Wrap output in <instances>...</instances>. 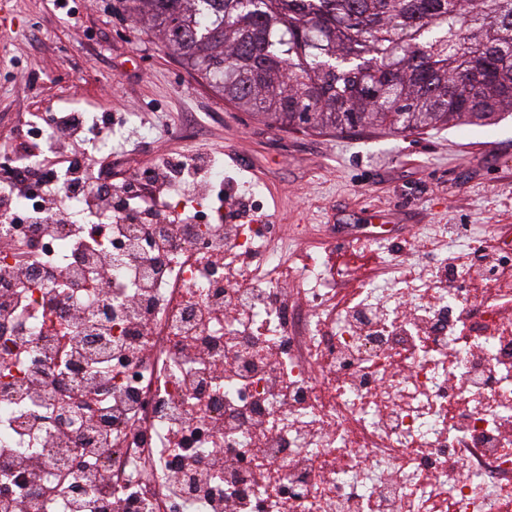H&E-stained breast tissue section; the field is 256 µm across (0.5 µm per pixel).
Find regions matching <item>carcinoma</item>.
<instances>
[{
	"instance_id": "cac0c4a2",
	"label": "carcinoma",
	"mask_w": 512,
	"mask_h": 512,
	"mask_svg": "<svg viewBox=\"0 0 512 512\" xmlns=\"http://www.w3.org/2000/svg\"><path fill=\"white\" fill-rule=\"evenodd\" d=\"M270 125L403 133L512 112V0H125Z\"/></svg>"
}]
</instances>
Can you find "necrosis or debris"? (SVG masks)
<instances>
[{"mask_svg": "<svg viewBox=\"0 0 512 512\" xmlns=\"http://www.w3.org/2000/svg\"><path fill=\"white\" fill-rule=\"evenodd\" d=\"M43 197L0 217V305L28 243L54 274L23 279V299L80 349L57 370L47 326L0 309V512H512V315L494 277L469 287L442 259L340 307L329 259L288 272V236L220 210L177 224V192L151 224L104 211L111 284L61 297L55 274L90 260L67 225L32 224ZM476 310L482 328L462 331ZM90 389L111 410L88 416ZM63 474L67 494H49Z\"/></svg>", "mask_w": 512, "mask_h": 512, "instance_id": "obj_1", "label": "necrosis or debris"}]
</instances>
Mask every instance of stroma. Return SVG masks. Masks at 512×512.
<instances>
[{"mask_svg":"<svg viewBox=\"0 0 512 512\" xmlns=\"http://www.w3.org/2000/svg\"><path fill=\"white\" fill-rule=\"evenodd\" d=\"M80 23L52 0H8L0 25V154L34 146L33 115L122 113L96 144V163L122 183L164 156L208 154L224 182L258 198L255 210L284 224L291 267L307 256L365 246L423 269L440 259L432 241L467 230L502 243L512 225V114L490 125L450 124L393 133L271 127L202 84L155 32L136 27L123 0H75ZM146 128L150 137L138 136ZM386 262L339 261L336 287L393 279Z\"/></svg>","mask_w":512,"mask_h":512,"instance_id":"35a3bbf8","label":"stroma"}]
</instances>
